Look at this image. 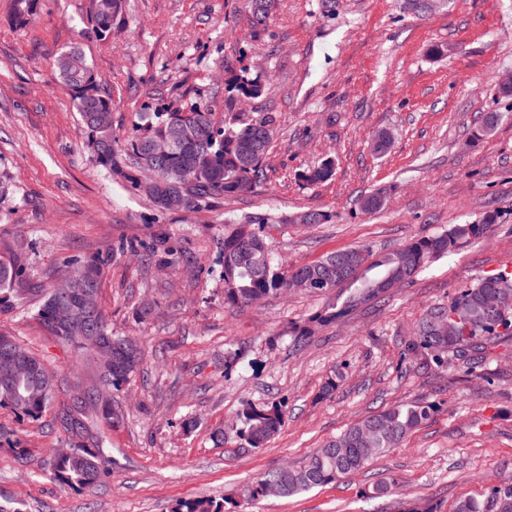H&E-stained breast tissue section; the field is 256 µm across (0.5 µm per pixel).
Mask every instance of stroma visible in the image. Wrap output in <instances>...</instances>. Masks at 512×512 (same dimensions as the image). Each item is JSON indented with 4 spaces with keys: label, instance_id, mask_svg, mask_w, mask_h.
<instances>
[{
    "label": "stroma",
    "instance_id": "stroma-1",
    "mask_svg": "<svg viewBox=\"0 0 512 512\" xmlns=\"http://www.w3.org/2000/svg\"><path fill=\"white\" fill-rule=\"evenodd\" d=\"M0 0V238L18 243L37 283L51 286L62 261L133 245L105 269L102 304L114 333L140 337L145 361L114 399L122 417L93 431L110 477L89 488L54 481L49 461L62 436L54 410L18 421L0 409V505L10 512H174L179 502L223 500L224 512H452L512 478V341L491 345L481 368L427 367L407 345L417 321L447 305L477 277L512 270V96L497 76L512 72V0H446L418 14L408 0H277L253 33L246 0H122L109 36L94 34L92 0H36L30 22L11 23ZM79 46L103 92L112 126L126 138L140 116L197 99L223 120L225 101L272 112L277 132L264 178L250 193L210 206L159 213L98 164L88 131L54 60ZM440 55H431V48ZM248 68L260 97L233 100L230 73ZM500 116L474 138L480 115ZM393 131L386 155L373 134ZM334 176L307 185L300 172L325 158ZM383 188L382 210L356 204ZM302 210L324 224L290 223ZM498 215L482 240L429 262L379 302L315 327L293 330L326 300L302 291L258 304L224 303L219 278L225 219L268 214L277 257L291 266L367 245L375 253L414 236ZM173 250L179 271L147 266L139 251ZM0 332L41 356L63 384L85 369L72 346L45 335L26 301L0 313ZM493 374L487 384L484 374ZM337 388L323 396L328 379ZM423 399L437 410L397 448L359 474L292 496L246 501L262 474L301 465L315 449L374 411ZM278 404L285 425L263 448L237 435L246 404ZM223 441H216V432ZM397 479L394 494L373 486Z\"/></svg>",
    "mask_w": 512,
    "mask_h": 512
}]
</instances>
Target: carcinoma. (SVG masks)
Segmentation results:
<instances>
[{
    "label": "carcinoma",
    "mask_w": 512,
    "mask_h": 512,
    "mask_svg": "<svg viewBox=\"0 0 512 512\" xmlns=\"http://www.w3.org/2000/svg\"><path fill=\"white\" fill-rule=\"evenodd\" d=\"M120 7V0H94L90 22L96 35L104 38L110 33ZM33 8L34 0H15V23L25 25ZM248 8L252 30H265L273 0H248ZM76 57L83 54L75 47L60 56L55 66L88 130V147L100 165L134 190L140 189L143 174H151L161 185L158 192L148 194L157 210L192 209L214 199L239 196L263 177V161L277 122L275 114L250 117L236 112L219 125L210 102L200 100L187 107L152 113L146 124L121 140L112 128V98L101 91L88 63L74 65ZM229 86L240 99L257 98L262 93L261 84L245 74L234 75ZM165 138L176 142V150L167 158L154 157L152 143ZM333 170L334 162L327 158L300 173L299 178L315 185L330 180ZM384 198V192L378 190L360 196L358 204L365 211H376ZM495 223L496 215L488 213L480 223L454 224L439 234L414 237L380 256L367 247H351L311 263L287 267L278 260L270 243L272 218L235 222L233 229L224 234L221 249L224 304L242 306L276 298L290 292L293 282L306 280L312 294L330 296L347 291L341 305H332L315 317L317 322L338 319L360 305L381 299L396 285L410 280L429 260L484 237ZM0 250L5 251L0 255V311H4L12 306V299H23L37 288L32 286L25 257L14 245L0 240ZM125 253L127 250L122 248L104 257H69L64 261L72 276L70 287L88 292L98 312L96 337L55 322L61 300L53 287L44 290L35 311L47 335L85 354L92 351L94 339L112 349V367H96L98 382L84 392V398L74 397L60 405L54 417L55 429L68 441L72 452L53 460L50 476L73 488L94 486L107 476L100 452L102 443L92 432L90 420L100 418L110 424L118 417L112 408V391L119 389L145 358L142 342L112 332L99 300L105 266ZM506 296L512 297V271L504 269L479 277L448 299V305L431 310L418 323L407 350L428 357L438 367L447 364L450 357L473 367L484 359L488 344L512 338V305L503 303ZM25 354L30 371L9 387L0 385V408L10 410L19 419L36 421L53 404L55 375L51 370L42 374L44 361L28 350ZM436 410L435 404L421 400L370 414L312 452L302 466H284L265 473L243 487L241 495L251 501L263 499L271 491L277 497L292 496L355 475L374 457L402 443ZM242 418L239 435L251 448L263 447L284 425V412L276 404L250 405ZM175 512H224V504L196 500L180 505ZM453 512H512V484L493 482L482 498L460 500Z\"/></svg>",
    "instance_id": "obj_1"
}]
</instances>
